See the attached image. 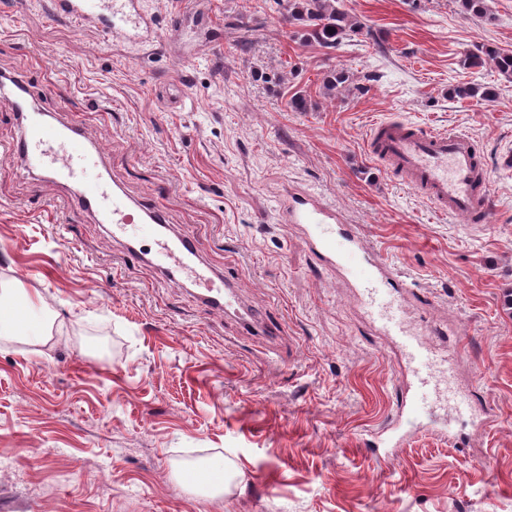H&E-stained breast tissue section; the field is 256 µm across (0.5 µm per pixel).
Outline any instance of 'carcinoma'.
Instances as JSON below:
<instances>
[{
    "label": "carcinoma",
    "instance_id": "1",
    "mask_svg": "<svg viewBox=\"0 0 512 512\" xmlns=\"http://www.w3.org/2000/svg\"><path fill=\"white\" fill-rule=\"evenodd\" d=\"M456 3L466 15L482 20L490 19L487 0H456ZM286 20L291 26L304 25L305 39L326 49L337 48L349 33L361 28L346 12L336 7V0H288ZM461 63L465 69H480L491 65L504 78L512 80V51L483 46L465 54ZM347 79L344 69L331 70L325 77L324 94L333 96V92L345 84ZM448 96L461 100L478 96L490 101L496 97V91L492 87L459 83L448 89Z\"/></svg>",
    "mask_w": 512,
    "mask_h": 512
}]
</instances>
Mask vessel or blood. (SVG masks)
Here are the masks:
<instances>
[{
    "instance_id": "1",
    "label": "vessel or blood",
    "mask_w": 512,
    "mask_h": 512,
    "mask_svg": "<svg viewBox=\"0 0 512 512\" xmlns=\"http://www.w3.org/2000/svg\"><path fill=\"white\" fill-rule=\"evenodd\" d=\"M50 16L75 24L91 21L102 33L135 43L152 41L151 23L140 14L139 0H112L108 5L103 0H50ZM10 82L15 92L8 102L13 111L22 114L25 125L22 142L5 148V155L24 168L44 171L52 179L80 183L83 205L97 209L113 234L123 233L130 224H164L159 209L133 202L125 194L109 192L102 176L85 178L90 139L80 124L47 122L33 109L24 76L11 77ZM370 152L406 184L422 190L438 212H457L470 217L472 223H486L490 202L484 187L489 175L480 151L466 137L385 121L375 128ZM281 218L284 223L299 226L314 253L348 280L356 299L404 361L401 417L373 434L372 447H403L410 430L422 428L421 418L431 408V397L440 391L445 392L444 404L453 417L468 416L471 406L467 394L451 383L460 359L459 348L438 354L429 337L406 320L402 298L413 295V282L403 279L344 224L334 207L313 193L293 198L285 205ZM197 253L194 239L186 235L162 240L158 250L162 260L191 274L207 306L220 313L236 309L231 280L198 268Z\"/></svg>"
}]
</instances>
